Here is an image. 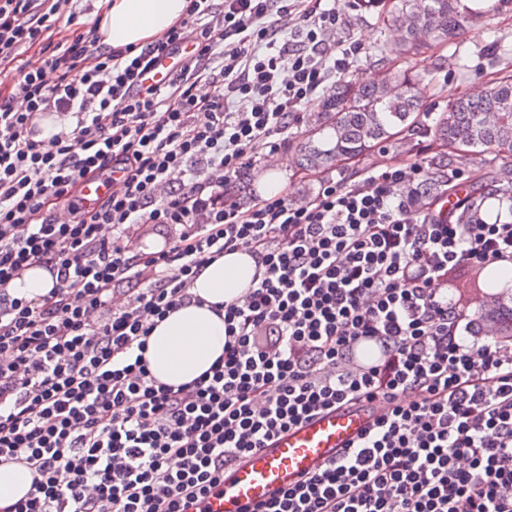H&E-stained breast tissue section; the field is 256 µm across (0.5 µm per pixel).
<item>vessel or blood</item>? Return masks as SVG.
Wrapping results in <instances>:
<instances>
[{
  "instance_id": "obj_1",
  "label": "vessel or blood",
  "mask_w": 512,
  "mask_h": 512,
  "mask_svg": "<svg viewBox=\"0 0 512 512\" xmlns=\"http://www.w3.org/2000/svg\"><path fill=\"white\" fill-rule=\"evenodd\" d=\"M177 55L160 58L147 73L151 84H162L178 70ZM379 406L358 404L317 414L290 427L226 469L224 480L187 512H244L265 504L336 460L380 415Z\"/></svg>"
}]
</instances>
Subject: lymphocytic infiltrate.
Instances as JSON below:
<instances>
[{
    "mask_svg": "<svg viewBox=\"0 0 512 512\" xmlns=\"http://www.w3.org/2000/svg\"><path fill=\"white\" fill-rule=\"evenodd\" d=\"M187 15L195 29L113 48L94 28L47 41L77 0H0V66L23 45L45 56L0 87V465L33 473L8 512H185L279 432L364 402L382 409L373 428L256 512H512V345L475 330L460 287L512 264V221L484 222L462 193L450 210L427 199L415 163L241 204L234 186L359 46L337 44L323 0H188ZM287 30L296 44L278 47ZM188 41L167 84L143 82ZM51 113L76 125L45 142ZM111 169L87 207L80 181ZM130 224L179 231L146 252L121 242ZM236 250L255 273L224 306L223 358L157 382L153 320L196 302L194 279ZM33 266L55 287L12 297Z\"/></svg>",
    "mask_w": 512,
    "mask_h": 512,
    "instance_id": "1",
    "label": "lymphocytic infiltrate"
}]
</instances>
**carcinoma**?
<instances>
[{"label":"carcinoma","mask_w":512,"mask_h":512,"mask_svg":"<svg viewBox=\"0 0 512 512\" xmlns=\"http://www.w3.org/2000/svg\"><path fill=\"white\" fill-rule=\"evenodd\" d=\"M382 4L383 22L403 32L395 43L413 66L391 71L377 82L353 87L345 81L333 86L321 101V111L304 117L295 151L298 165L325 170L344 159L363 156L378 144L411 128L437 73L445 63L421 70L415 65L434 46L452 43L467 24L494 16L498 6L462 13L459 0H366ZM425 132L439 148L437 172L429 175L424 191L443 194L448 156L458 151L492 155L512 161V70H505L479 97L455 96ZM512 282V268L493 267L475 273L466 291L485 297L479 324L490 326L512 342V291L494 293L502 282Z\"/></svg>","instance_id":"carcinoma-1"}]
</instances>
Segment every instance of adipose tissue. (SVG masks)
<instances>
[{
  "label": "adipose tissue",
  "mask_w": 512,
  "mask_h": 512,
  "mask_svg": "<svg viewBox=\"0 0 512 512\" xmlns=\"http://www.w3.org/2000/svg\"><path fill=\"white\" fill-rule=\"evenodd\" d=\"M186 0H99V31L114 47H144L186 16ZM255 263L234 251L211 262L194 280L198 303L171 312L153 328L145 358L160 382L177 386L208 371L224 354V319L217 309L252 284Z\"/></svg>",
  "instance_id": "ef3b65f1"
}]
</instances>
